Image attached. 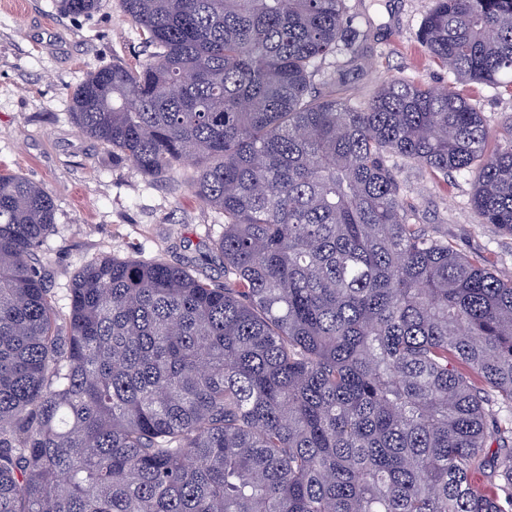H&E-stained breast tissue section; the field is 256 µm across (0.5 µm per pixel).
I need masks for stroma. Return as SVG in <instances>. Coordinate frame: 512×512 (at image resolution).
<instances>
[{
    "mask_svg": "<svg viewBox=\"0 0 512 512\" xmlns=\"http://www.w3.org/2000/svg\"><path fill=\"white\" fill-rule=\"evenodd\" d=\"M347 22L359 32L358 56L327 58L319 75L330 91L355 101L385 80L401 78L441 89L457 87L491 130L512 119V94L456 84L418 40L433 0H346ZM142 58L139 36L119 0L78 18L59 15L53 0H0V169L40 184L55 204L41 246L46 285L58 306L88 262L104 257L195 265L224 229L222 216L190 192L182 171L152 179L129 161L76 131L68 93L88 72ZM417 223L470 258L512 275V234L480 223L473 180L431 176L392 161Z\"/></svg>",
    "mask_w": 512,
    "mask_h": 512,
    "instance_id": "stroma-1",
    "label": "stroma"
}]
</instances>
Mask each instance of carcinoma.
I'll return each mask as SVG.
<instances>
[{"label": "carcinoma", "instance_id": "1", "mask_svg": "<svg viewBox=\"0 0 512 512\" xmlns=\"http://www.w3.org/2000/svg\"><path fill=\"white\" fill-rule=\"evenodd\" d=\"M121 8L147 59L87 74L70 117L148 177L193 169L224 283L105 257L63 310L53 199L0 172V512H512V276L414 223L389 165L473 174L512 234V123L403 79L322 92L356 57L346 0ZM419 39L512 93V0H435Z\"/></svg>", "mask_w": 512, "mask_h": 512}]
</instances>
